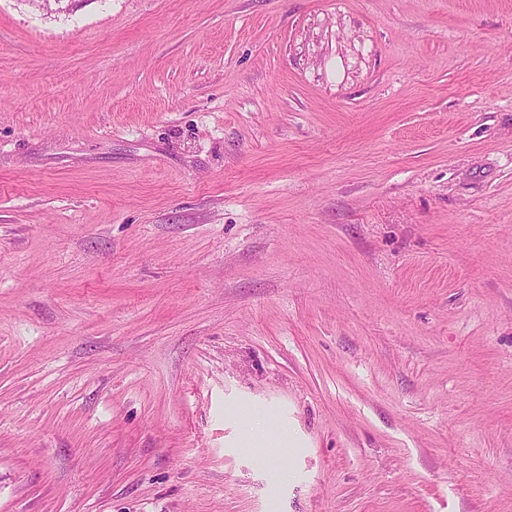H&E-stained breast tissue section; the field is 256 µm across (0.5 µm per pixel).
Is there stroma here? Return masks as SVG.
I'll use <instances>...</instances> for the list:
<instances>
[{"mask_svg":"<svg viewBox=\"0 0 512 512\" xmlns=\"http://www.w3.org/2000/svg\"><path fill=\"white\" fill-rule=\"evenodd\" d=\"M0 512H512V0H0Z\"/></svg>","mask_w":512,"mask_h":512,"instance_id":"1","label":"stroma"}]
</instances>
